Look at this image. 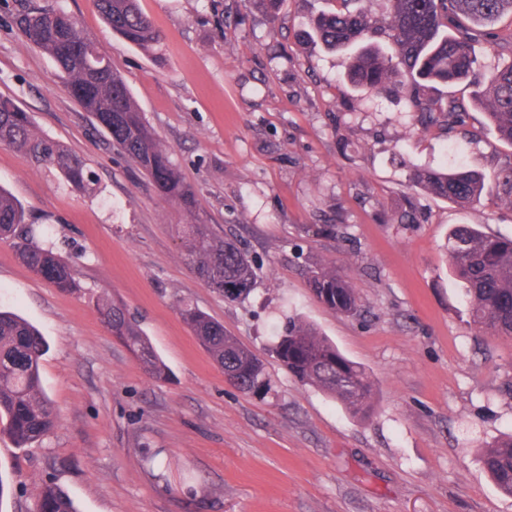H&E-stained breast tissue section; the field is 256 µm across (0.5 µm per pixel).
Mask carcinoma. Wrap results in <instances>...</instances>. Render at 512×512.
<instances>
[{
    "label": "carcinoma",
    "instance_id": "1",
    "mask_svg": "<svg viewBox=\"0 0 512 512\" xmlns=\"http://www.w3.org/2000/svg\"><path fill=\"white\" fill-rule=\"evenodd\" d=\"M13 23L24 42L52 57L62 68L72 97L90 112L108 134L112 146L155 184L161 195L190 218L178 225L181 256L206 285L230 301H245L255 290L258 266L231 239L216 235L196 213L195 188L171 160L166 145L135 104L123 79L112 70L97 44L80 29L74 16L50 0H15ZM353 0H336V9L311 23L312 36L335 51L354 50L345 67L347 82L356 89L395 90L406 99L419 129L464 123L465 110L439 92L475 75L476 38L482 37L499 55H512V32L493 31L512 0H384L382 23ZM112 31L126 42L151 49L159 35L137 0H95ZM473 105L486 112L498 138L512 147V62L475 81ZM0 143L26 154L35 164L56 169L71 186L91 191L93 171L60 142L40 132L29 113L0 96ZM497 200L512 208V152L498 162ZM412 184L420 191L465 206L480 201L484 176L471 170H417ZM0 239L13 241L18 258L37 276L61 290L81 287L77 266L53 246L29 234L25 208L0 188ZM448 264L466 286L473 324L490 336H512V238L488 235L468 224L448 236ZM314 298L336 314H358L360 299L352 281L336 263L319 261L307 271ZM184 324L243 392L264 396L272 378L263 359L224 331V325L188 302L177 306ZM105 329L125 344L145 374L161 381L168 369L149 337L117 297L106 294L96 305ZM47 345L23 318L0 312V428L19 448L43 440L58 425L55 407L46 396L40 362ZM272 352L302 383L336 400L352 417L366 420L374 412L375 384L366 369L302 319L288 321ZM356 380L351 391L343 385ZM484 471L496 487L512 496V436L486 447ZM34 512H77L72 498L52 478L35 488Z\"/></svg>",
    "mask_w": 512,
    "mask_h": 512
}]
</instances>
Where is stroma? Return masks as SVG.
Listing matches in <instances>:
<instances>
[{
    "label": "stroma",
    "instance_id": "35a3bbf8",
    "mask_svg": "<svg viewBox=\"0 0 512 512\" xmlns=\"http://www.w3.org/2000/svg\"><path fill=\"white\" fill-rule=\"evenodd\" d=\"M126 81L149 125L197 192L200 213L261 263L249 299L225 300L182 262L185 215L113 150L67 92L48 55L26 47L0 0V96L97 176L77 190L0 145V188L25 207L36 237L76 257L82 288L36 276L0 240V310L45 336L43 389L57 428L20 448L0 434V512H31L52 476L79 512H512L484 471L483 449L512 434V338L472 323L448 267L457 224L512 237L496 200L508 148L472 107L467 135L415 131L400 96L352 88L346 56L309 36L332 0H138L160 36L143 50L112 32L93 0H59ZM462 167L485 177L480 202L414 194L415 170ZM418 220L394 223L408 195ZM339 225V239L312 225ZM336 262L359 316L320 305L303 260ZM120 298L169 368L150 379L101 324L95 303ZM188 301L265 361L258 397L229 385L178 313ZM317 326L376 383L360 421L301 384L271 351L288 320ZM159 449L165 476L142 467Z\"/></svg>",
    "mask_w": 512,
    "mask_h": 512
}]
</instances>
